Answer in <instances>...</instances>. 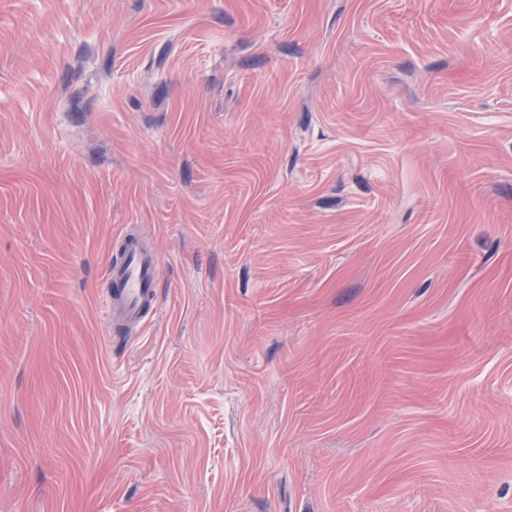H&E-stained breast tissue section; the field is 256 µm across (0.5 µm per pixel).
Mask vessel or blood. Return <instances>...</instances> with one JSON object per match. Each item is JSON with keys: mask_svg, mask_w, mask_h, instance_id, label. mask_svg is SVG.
<instances>
[{"mask_svg": "<svg viewBox=\"0 0 512 512\" xmlns=\"http://www.w3.org/2000/svg\"><path fill=\"white\" fill-rule=\"evenodd\" d=\"M106 276L112 284L105 297L107 308L120 312L126 335H137L149 309L154 308L159 285V261L140 239L125 240L119 261L109 265Z\"/></svg>", "mask_w": 512, "mask_h": 512, "instance_id": "vessel-or-blood-1", "label": "vessel or blood"}]
</instances>
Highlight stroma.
Here are the masks:
<instances>
[{"label":"stroma","instance_id":"obj_1","mask_svg":"<svg viewBox=\"0 0 512 512\" xmlns=\"http://www.w3.org/2000/svg\"><path fill=\"white\" fill-rule=\"evenodd\" d=\"M0 512H512V0H0ZM106 276L112 288L105 297L112 334V308L123 321L126 336L140 332L149 309L154 308L159 285V261L140 239L127 237L119 261L109 265Z\"/></svg>","mask_w":512,"mask_h":512}]
</instances>
